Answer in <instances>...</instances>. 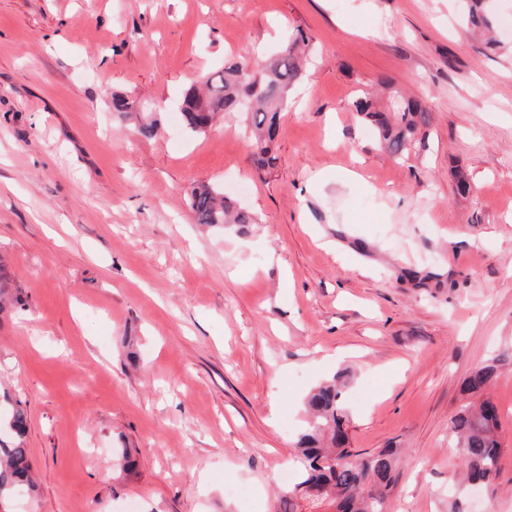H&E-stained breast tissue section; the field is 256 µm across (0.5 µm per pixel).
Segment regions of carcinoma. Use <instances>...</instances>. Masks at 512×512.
Wrapping results in <instances>:
<instances>
[{
  "label": "carcinoma",
  "mask_w": 512,
  "mask_h": 512,
  "mask_svg": "<svg viewBox=\"0 0 512 512\" xmlns=\"http://www.w3.org/2000/svg\"><path fill=\"white\" fill-rule=\"evenodd\" d=\"M468 19L474 29L486 36V49L496 50L492 16L485 0H469ZM309 46V38L300 32L270 62L254 70L244 60H225L223 67L208 74L203 88L193 85L186 91L181 108L184 127L204 134L218 115L247 112L255 163L262 170L274 167L279 113L288 103V93L301 80L302 61ZM353 107L359 117L375 126L381 144L391 155L405 157L417 146H425L431 117L418 99L395 90L383 107L368 97L356 100ZM188 206L196 223L205 226L255 223L252 216L236 208L224 192L211 184L193 188ZM507 358L508 352L504 351L467 378L466 391L477 393L487 387L498 376L499 364ZM345 384V374H335L306 398L311 419L296 444L300 481L278 494V512H385L387 493L394 481L396 450L382 448L351 464H340L341 459L353 454L346 447L347 415L341 406ZM0 398V512H10L9 505L18 494L34 493L37 486L26 446L25 403L8 394ZM451 423L467 479L492 484L501 456L495 403L484 399L476 409L459 412Z\"/></svg>",
  "instance_id": "1"
}]
</instances>
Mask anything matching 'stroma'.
I'll return each instance as SVG.
<instances>
[{
    "label": "stroma",
    "mask_w": 512,
    "mask_h": 512,
    "mask_svg": "<svg viewBox=\"0 0 512 512\" xmlns=\"http://www.w3.org/2000/svg\"><path fill=\"white\" fill-rule=\"evenodd\" d=\"M489 5L493 52L464 0H0V393L38 484L12 512H276L304 398L342 371L349 448L397 451L386 512H512V364L492 485L460 483L450 434L512 348V0ZM298 29L274 169L245 115L183 127L192 82ZM383 75L431 112L406 160L352 107ZM201 183L255 223L196 224ZM508 358V351L499 354L491 364L475 372L465 381V389L469 393H477L487 387L497 376L499 364Z\"/></svg>",
    "instance_id": "1"
}]
</instances>
